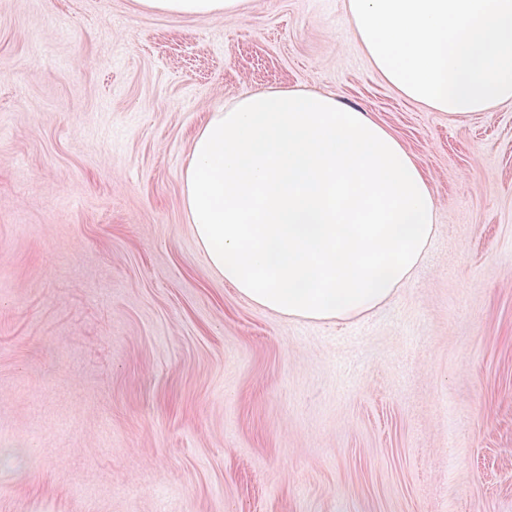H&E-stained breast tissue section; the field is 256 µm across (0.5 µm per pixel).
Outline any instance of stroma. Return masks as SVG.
Returning <instances> with one entry per match:
<instances>
[{
  "label": "stroma",
  "mask_w": 512,
  "mask_h": 512,
  "mask_svg": "<svg viewBox=\"0 0 512 512\" xmlns=\"http://www.w3.org/2000/svg\"><path fill=\"white\" fill-rule=\"evenodd\" d=\"M269 88L429 178L437 235L368 316L258 308L193 235L195 134ZM0 512H512V104L404 98L345 0H0ZM145 11L180 16L238 14L244 0H138Z\"/></svg>",
  "instance_id": "obj_1"
}]
</instances>
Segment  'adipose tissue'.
Instances as JSON below:
<instances>
[{"mask_svg":"<svg viewBox=\"0 0 512 512\" xmlns=\"http://www.w3.org/2000/svg\"><path fill=\"white\" fill-rule=\"evenodd\" d=\"M232 15L244 0H139ZM371 67L452 117L512 102V0H346ZM182 204L213 269L250 303L343 320L387 303L437 232L423 170L368 112L297 88L226 103L198 131Z\"/></svg>","mask_w":512,"mask_h":512,"instance_id":"ef3b65f1","label":"adipose tissue"}]
</instances>
